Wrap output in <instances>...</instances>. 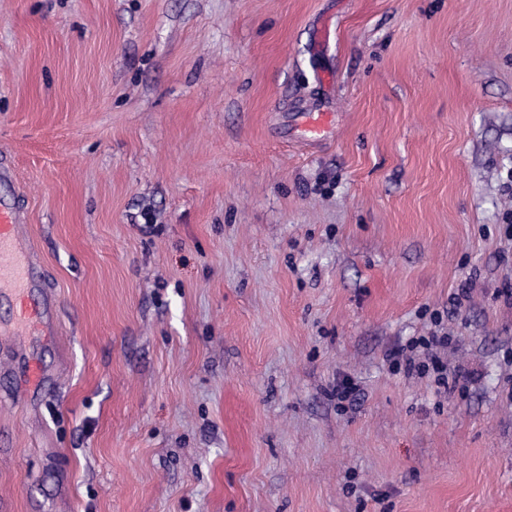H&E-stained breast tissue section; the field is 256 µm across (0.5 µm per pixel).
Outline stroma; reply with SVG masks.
I'll use <instances>...</instances> for the list:
<instances>
[{
  "instance_id": "1",
  "label": "stroma",
  "mask_w": 512,
  "mask_h": 512,
  "mask_svg": "<svg viewBox=\"0 0 512 512\" xmlns=\"http://www.w3.org/2000/svg\"><path fill=\"white\" fill-rule=\"evenodd\" d=\"M0 163V512H512V0H0ZM23 216L15 207H0V283L10 288H23L20 298L21 317L48 326V302L36 296V274L25 251L26 244L17 233V225ZM23 257V259H22ZM404 350L405 348L397 349L390 355L394 369L401 370L403 367L408 373L417 372L420 375H432L436 384L448 391V363L443 362L433 354L430 357L428 356L426 361L416 362L412 356H407Z\"/></svg>"
}]
</instances>
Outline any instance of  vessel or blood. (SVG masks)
I'll list each match as a JSON object with an SVG mask.
<instances>
[{"label":"vessel or blood","instance_id":"obj_1","mask_svg":"<svg viewBox=\"0 0 512 512\" xmlns=\"http://www.w3.org/2000/svg\"><path fill=\"white\" fill-rule=\"evenodd\" d=\"M23 217L13 207H0V283L22 291L21 315L39 323L48 321V302L35 295L36 274L25 257L26 244L17 233Z\"/></svg>","mask_w":512,"mask_h":512}]
</instances>
